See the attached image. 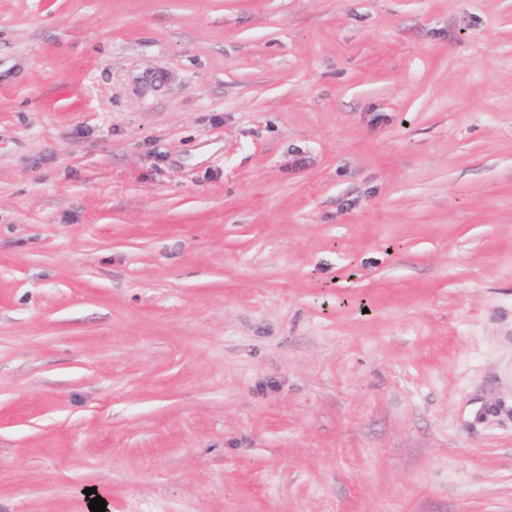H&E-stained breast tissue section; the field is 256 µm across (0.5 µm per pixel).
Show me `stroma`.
I'll list each match as a JSON object with an SVG mask.
<instances>
[{
	"mask_svg": "<svg viewBox=\"0 0 512 512\" xmlns=\"http://www.w3.org/2000/svg\"><path fill=\"white\" fill-rule=\"evenodd\" d=\"M512 512V0H0V512Z\"/></svg>",
	"mask_w": 512,
	"mask_h": 512,
	"instance_id": "obj_1",
	"label": "stroma"
}]
</instances>
